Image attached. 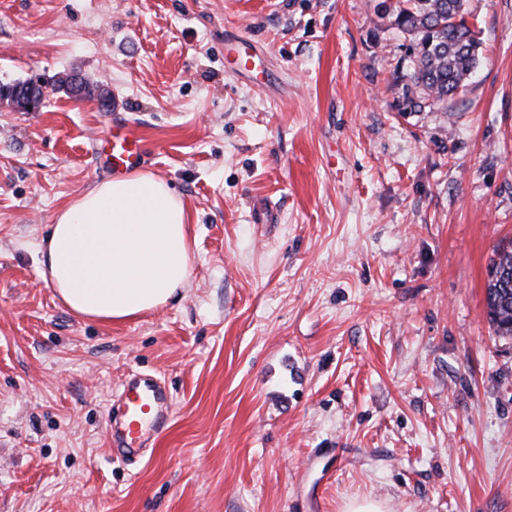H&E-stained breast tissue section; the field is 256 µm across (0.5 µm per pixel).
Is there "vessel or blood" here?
<instances>
[{
    "mask_svg": "<svg viewBox=\"0 0 512 512\" xmlns=\"http://www.w3.org/2000/svg\"><path fill=\"white\" fill-rule=\"evenodd\" d=\"M104 167L114 177H121L141 165L145 150L122 113L112 115V122L97 142ZM169 396L158 378L134 374L122 383L116 413L108 419L109 445L117 458L129 461L138 457L151 432L162 431L167 423Z\"/></svg>",
    "mask_w": 512,
    "mask_h": 512,
    "instance_id": "b4317fda",
    "label": "vessel or blood"
}]
</instances>
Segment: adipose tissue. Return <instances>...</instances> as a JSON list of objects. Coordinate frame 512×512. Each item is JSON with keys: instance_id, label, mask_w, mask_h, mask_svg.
Returning <instances> with one entry per match:
<instances>
[{"instance_id": "ef3b65f1", "label": "adipose tissue", "mask_w": 512, "mask_h": 512, "mask_svg": "<svg viewBox=\"0 0 512 512\" xmlns=\"http://www.w3.org/2000/svg\"><path fill=\"white\" fill-rule=\"evenodd\" d=\"M38 252L43 282L69 311L131 320L166 306L190 277L186 207L150 173L104 181L58 213Z\"/></svg>"}]
</instances>
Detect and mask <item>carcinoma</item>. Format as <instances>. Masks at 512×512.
I'll return each instance as SVG.
<instances>
[{
	"instance_id": "1",
	"label": "carcinoma",
	"mask_w": 512,
	"mask_h": 512,
	"mask_svg": "<svg viewBox=\"0 0 512 512\" xmlns=\"http://www.w3.org/2000/svg\"><path fill=\"white\" fill-rule=\"evenodd\" d=\"M396 26L411 41L413 70L395 74L403 83V109H432L466 86L479 61L480 41L469 21L467 0H396ZM485 293L489 323L499 336L512 337V276L504 282L487 272Z\"/></svg>"
}]
</instances>
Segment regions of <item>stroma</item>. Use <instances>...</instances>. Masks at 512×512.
Listing matches in <instances>:
<instances>
[{"instance_id":"35a3bbf8","label":"stroma","mask_w":512,"mask_h":512,"mask_svg":"<svg viewBox=\"0 0 512 512\" xmlns=\"http://www.w3.org/2000/svg\"><path fill=\"white\" fill-rule=\"evenodd\" d=\"M380 0H0V512H512V337L485 312L512 240V0H469L480 64L398 111L409 39ZM252 39L241 74L224 43ZM116 98L189 213L191 275L125 323L40 277L58 211L105 181ZM173 396L134 465L107 410ZM23 93L31 101V108L37 109L45 96L43 83L39 80H29L23 84H9L1 85L0 87V100H5L7 97H13L17 94Z\"/></svg>"}]
</instances>
